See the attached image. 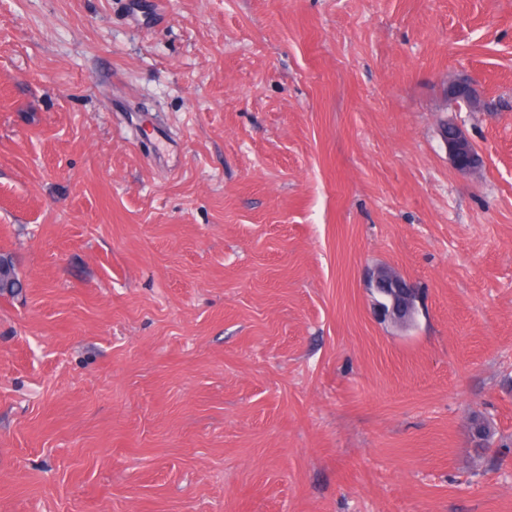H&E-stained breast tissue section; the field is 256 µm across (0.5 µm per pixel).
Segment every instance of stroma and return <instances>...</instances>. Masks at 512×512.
Segmentation results:
<instances>
[{"mask_svg":"<svg viewBox=\"0 0 512 512\" xmlns=\"http://www.w3.org/2000/svg\"><path fill=\"white\" fill-rule=\"evenodd\" d=\"M0 253V512H512V0H0ZM448 98L462 101L470 111H484L481 95L467 77H457L448 82ZM447 134L441 136L448 159L454 169L462 175H472L483 165V158L479 154L472 140L465 130L453 121L448 120ZM21 281L12 256L0 253V295H17L21 290ZM366 289L371 297L372 291L390 298V303L372 299L378 315L384 321L411 322L416 318L419 308V294L410 288V283L388 267L373 269L367 278ZM371 292V293H370ZM372 298V297H371Z\"/></svg>","mask_w":512,"mask_h":512,"instance_id":"obj_1","label":"stroma"}]
</instances>
